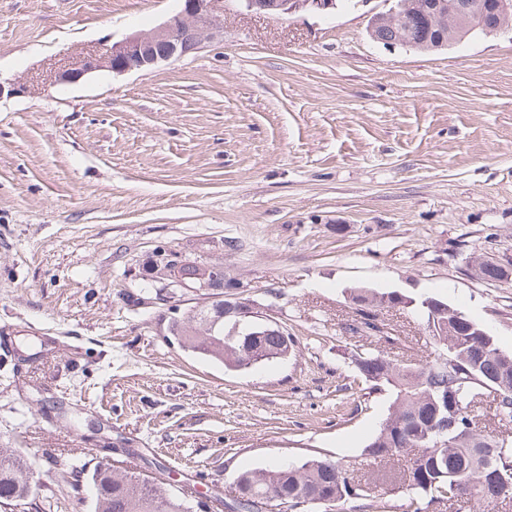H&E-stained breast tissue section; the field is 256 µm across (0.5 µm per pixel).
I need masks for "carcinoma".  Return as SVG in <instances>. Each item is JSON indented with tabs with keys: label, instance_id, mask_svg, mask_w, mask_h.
<instances>
[{
	"label": "carcinoma",
	"instance_id": "cac0c4a2",
	"mask_svg": "<svg viewBox=\"0 0 512 512\" xmlns=\"http://www.w3.org/2000/svg\"><path fill=\"white\" fill-rule=\"evenodd\" d=\"M470 17L443 13L421 24L429 0H394L395 23L388 33L400 44L433 51L481 29L480 15L489 0H474ZM479 277L500 280L502 266L491 260L475 264ZM351 309L361 328L381 331L382 311L394 308L418 312L428 334L430 352L419 363H403L379 353L360 351L351 364L360 377L393 401L379 430L365 446L363 461L391 465V485L411 491L402 512H431L440 505L466 512H483L494 503L486 495L494 472L488 457L502 471L512 473V351L464 312L432 296L414 298L397 292L366 288L350 290ZM214 303L201 305L200 316L185 309L169 320L168 333L188 351L245 369L283 358L291 340L271 334L234 336L223 318L215 326ZM454 360L449 369H436V357ZM358 463L309 457L295 465H275L241 473L235 492L224 498V512H308L323 502L334 507L375 497L370 484L358 479ZM32 464L9 448H0V503L16 506L34 492ZM94 512H208V504L165 479L114 467L90 471Z\"/></svg>",
	"mask_w": 512,
	"mask_h": 512
}]
</instances>
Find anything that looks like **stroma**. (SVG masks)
<instances>
[{"label":"stroma","mask_w":512,"mask_h":512,"mask_svg":"<svg viewBox=\"0 0 512 512\" xmlns=\"http://www.w3.org/2000/svg\"><path fill=\"white\" fill-rule=\"evenodd\" d=\"M173 8L0 0V448L51 487L20 512H93L74 488L101 460L208 495L360 459L391 395L350 354L428 344L409 310L383 314L396 343L349 331L353 288L437 297L512 350V280L471 270L512 255V32L423 52L370 39L385 0L283 18L224 0L198 52L56 84ZM160 246L224 263L293 353L230 370L173 343L196 297L142 289Z\"/></svg>","instance_id":"stroma-1"}]
</instances>
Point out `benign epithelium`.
I'll use <instances>...</instances> for the list:
<instances>
[{
    "label": "benign epithelium",
    "mask_w": 512,
    "mask_h": 512,
    "mask_svg": "<svg viewBox=\"0 0 512 512\" xmlns=\"http://www.w3.org/2000/svg\"><path fill=\"white\" fill-rule=\"evenodd\" d=\"M179 8L169 20L149 33L133 32L83 58L81 63L58 76L60 83H74L88 73L110 71L127 73L142 71L159 63L181 58L201 48L203 42L215 40L223 34L224 0H177ZM241 7L249 12L274 17H287L301 12H326L336 5V0H240ZM436 11H448L465 15L470 11L469 0H434ZM395 9L378 12L371 18L370 37L386 46L397 45L390 37ZM495 17L482 22L488 33L507 31L512 28L508 16L512 14V0H498ZM188 263L166 249L156 251L150 263L149 282L155 288H163L170 294L178 292L207 293L218 287L231 290L224 295V309L236 316L235 329L261 328L277 336L288 335V328L271 316V307L263 306L247 297L243 284L219 263L195 260L196 274L187 280L180 268Z\"/></svg>",
    "instance_id": "obj_1"
}]
</instances>
